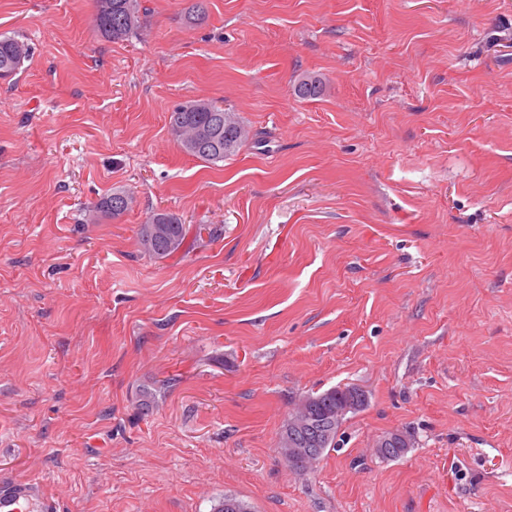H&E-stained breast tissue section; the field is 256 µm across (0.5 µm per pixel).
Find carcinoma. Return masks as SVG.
<instances>
[{
	"instance_id": "1",
	"label": "carcinoma",
	"mask_w": 512,
	"mask_h": 512,
	"mask_svg": "<svg viewBox=\"0 0 512 512\" xmlns=\"http://www.w3.org/2000/svg\"><path fill=\"white\" fill-rule=\"evenodd\" d=\"M95 26L97 32L111 42L128 39L142 23L144 8L141 0H95ZM31 54L30 45L15 37L0 38V73L10 76L20 70ZM326 84L318 75H305L294 86V95L302 100L323 96ZM169 128L180 149L201 161L217 164L233 155L248 140L249 131L236 113L203 100H191L178 105L170 112ZM134 197L124 191L113 192L101 199L89 210L93 223L101 218L116 219L132 208ZM190 232V226L176 216L166 212H155L146 217L138 230V241L142 253L150 258L165 259L181 252ZM354 387H333L321 393H311L300 398V405H312L317 414L329 419L330 429L323 438V445L311 460L297 464L292 459L303 448L304 433L294 430L300 411L290 415L280 432L279 448L285 464L295 472L312 469L326 450L336 448V439L346 412H336L348 400V391ZM395 440L397 447L387 449L382 460L403 457L408 449L404 445L414 444V436L408 431L387 434Z\"/></svg>"
}]
</instances>
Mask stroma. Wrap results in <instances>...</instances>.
Listing matches in <instances>:
<instances>
[{
	"mask_svg": "<svg viewBox=\"0 0 512 512\" xmlns=\"http://www.w3.org/2000/svg\"><path fill=\"white\" fill-rule=\"evenodd\" d=\"M191 3L113 43L94 0H0L31 46L0 79V482L57 512H512V0ZM199 99L250 130L216 165L168 130ZM153 211L216 234L150 258ZM335 386L365 407L290 470L283 424ZM326 84L318 75H305L294 86V95L302 100L317 99L323 96ZM117 196H124L126 199L124 206L120 210L112 209V200ZM133 204L134 197L132 194L124 191L113 192L99 199L92 209L89 210V220L91 223H97L100 218L104 217L116 219L131 209ZM385 437H389V438H385ZM381 438H385V439L380 440L377 444V447L378 448H387V453L389 454V456L384 455V454L380 456V455L376 454L377 457L382 460H394V459L403 457L410 450V448H403L405 445L404 439L409 441L411 448L414 447V443H415L414 436L408 431H397V432L388 433V434L382 436ZM390 438H394L395 441ZM394 442H396V444H398L399 446H397L396 448H391L390 444H394Z\"/></svg>",
	"mask_w": 512,
	"mask_h": 512,
	"instance_id": "1",
	"label": "stroma"
}]
</instances>
